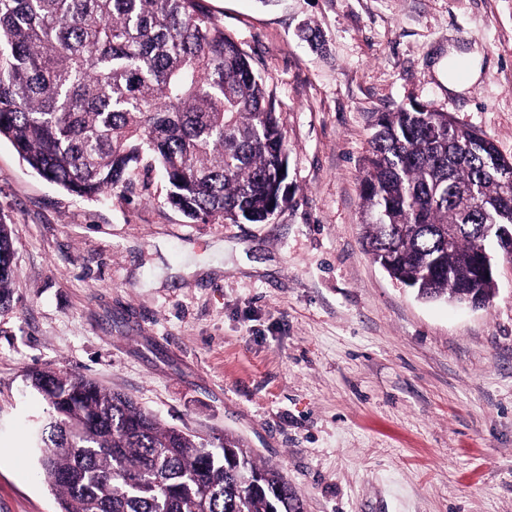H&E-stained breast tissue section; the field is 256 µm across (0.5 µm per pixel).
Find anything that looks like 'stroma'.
Masks as SVG:
<instances>
[{"label":"stroma","mask_w":512,"mask_h":512,"mask_svg":"<svg viewBox=\"0 0 512 512\" xmlns=\"http://www.w3.org/2000/svg\"><path fill=\"white\" fill-rule=\"evenodd\" d=\"M283 122L291 201L199 224L158 165L86 198L0 140L16 275L0 305V512H57L33 367L130 396L165 426L239 436L304 512H512V266L490 303L418 299L363 240L376 113L424 104L512 159V0H205ZM483 71L449 93V48Z\"/></svg>","instance_id":"1"}]
</instances>
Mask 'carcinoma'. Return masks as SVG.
<instances>
[{"label":"carcinoma","mask_w":512,"mask_h":512,"mask_svg":"<svg viewBox=\"0 0 512 512\" xmlns=\"http://www.w3.org/2000/svg\"><path fill=\"white\" fill-rule=\"evenodd\" d=\"M362 179L368 252L428 301L477 291L496 230L512 227L508 163L446 112L375 116ZM44 179L80 197L115 190L146 156L166 202L193 222L266 223L289 201L279 113L264 80L202 0H0V139ZM0 223V304L15 278ZM27 382L46 401L39 464L60 512H303L276 466L233 435L165 427L129 396L58 369Z\"/></svg>","instance_id":"1"}]
</instances>
